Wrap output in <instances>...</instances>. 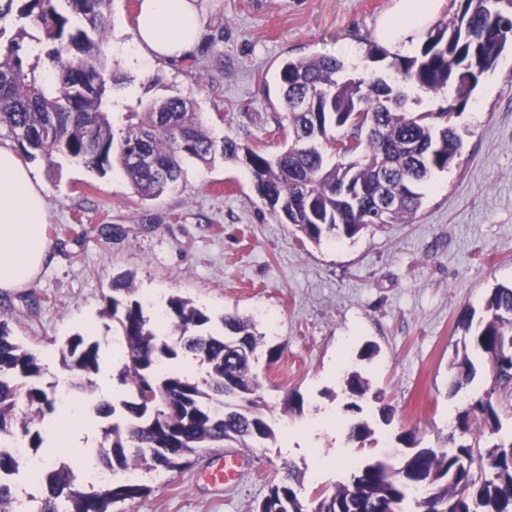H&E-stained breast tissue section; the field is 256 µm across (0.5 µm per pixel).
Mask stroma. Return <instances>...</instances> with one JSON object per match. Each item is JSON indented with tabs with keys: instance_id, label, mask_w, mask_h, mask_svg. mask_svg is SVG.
I'll list each match as a JSON object with an SVG mask.
<instances>
[{
	"instance_id": "1",
	"label": "stroma",
	"mask_w": 512,
	"mask_h": 512,
	"mask_svg": "<svg viewBox=\"0 0 512 512\" xmlns=\"http://www.w3.org/2000/svg\"><path fill=\"white\" fill-rule=\"evenodd\" d=\"M396 0H198L214 45L178 63L130 62L137 0H112L107 50L128 82L121 104L149 99L148 82L191 96L217 136L269 153L288 139L276 84L283 58L333 55L351 77L386 74L369 61L378 19ZM463 141L448 170L423 187L412 222L389 224L335 243L298 241L264 209L244 166L216 161L186 167L183 189L143 201L112 170L98 175L61 156L55 166L31 161L45 187L52 252L29 286L0 291V317L42 359L37 380H69L60 352L79 334L113 355L107 296L113 280L133 279L135 299L191 298L213 320L227 312L264 336L256 370L277 440L241 449L237 480L214 490L204 479L219 463L208 450L181 470L151 481L125 512H252L270 481L292 464L307 491L347 480L370 458L398 461L395 439L414 431L423 446L444 445L448 413L465 393H451L453 363L469 332L463 313L481 321L498 286L512 285V51L479 79L457 119ZM114 228L99 234L100 225ZM372 345L377 355L360 353ZM279 356L269 360L268 349ZM359 371L372 397L362 414L346 408L342 380ZM304 400L302 417L284 412L286 394ZM395 408L383 424L375 394ZM376 433L366 444L347 439L355 419Z\"/></svg>"
}]
</instances>
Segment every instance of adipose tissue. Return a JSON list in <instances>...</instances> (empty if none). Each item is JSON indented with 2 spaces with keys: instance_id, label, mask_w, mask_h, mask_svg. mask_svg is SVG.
<instances>
[{
  "instance_id": "ef3b65f1",
  "label": "adipose tissue",
  "mask_w": 512,
  "mask_h": 512,
  "mask_svg": "<svg viewBox=\"0 0 512 512\" xmlns=\"http://www.w3.org/2000/svg\"><path fill=\"white\" fill-rule=\"evenodd\" d=\"M198 0H138L133 29L136 61L177 62L198 48L204 20ZM442 0H398L376 30L391 52L410 50ZM43 186L11 149L0 147V290L34 282L51 254Z\"/></svg>"
}]
</instances>
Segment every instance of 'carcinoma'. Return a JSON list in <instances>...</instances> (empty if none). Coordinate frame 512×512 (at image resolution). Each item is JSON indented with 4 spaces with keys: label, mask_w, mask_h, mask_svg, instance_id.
<instances>
[{
    "label": "carcinoma",
    "mask_w": 512,
    "mask_h": 512,
    "mask_svg": "<svg viewBox=\"0 0 512 512\" xmlns=\"http://www.w3.org/2000/svg\"><path fill=\"white\" fill-rule=\"evenodd\" d=\"M112 0H0V127L24 153L47 164L65 155L104 172L118 167L143 200L176 188L190 161L216 157L248 169L263 207L298 238H353L370 228L415 217L421 187L461 154L455 128L479 77L512 46V0H459L454 17L427 32L419 54L394 56L392 73L371 80L343 78L334 56L285 59L276 75L290 138L270 154L231 138H217L196 101L180 94L154 97L142 110L117 111L126 78L112 68L104 45L112 31ZM448 90L455 104L413 112L420 95ZM138 161L131 162V156ZM398 197L385 217L374 196ZM112 320L124 342L118 382L128 398L97 405L107 422L95 460L112 478L84 488L67 465L43 470L44 495L31 512H114L150 487L137 472L174 471L207 448L235 443L266 447L276 440L254 361L264 336L237 314L211 329L209 314L179 296L168 301L169 333H157L133 289L112 288ZM123 296H118V293ZM512 287L494 289L483 325L469 348L484 358L493 387L467 400L449 436L452 447H421L400 432L407 448L398 466L369 459L345 483L306 497L294 466L269 484L253 512H512V439L499 436L498 391H512ZM190 354L206 366L200 379L174 363ZM73 385L90 387L100 369L99 345L70 337L61 350ZM43 366L0 319V436L16 432L20 398L16 378L35 379ZM369 384L352 372L344 381L346 408ZM37 412L55 399L32 386L25 394ZM374 434L366 421L350 426L348 440ZM480 456L479 472L472 469Z\"/></svg>",
    "instance_id": "1"
}]
</instances>
